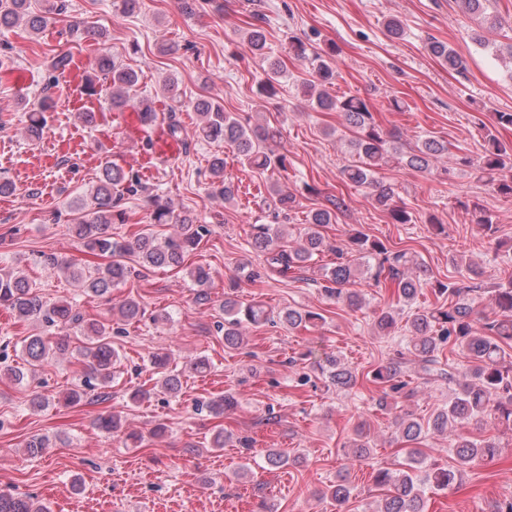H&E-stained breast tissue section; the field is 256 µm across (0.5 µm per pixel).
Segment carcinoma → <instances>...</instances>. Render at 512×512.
Returning a JSON list of instances; mask_svg holds the SVG:
<instances>
[{
  "mask_svg": "<svg viewBox=\"0 0 512 512\" xmlns=\"http://www.w3.org/2000/svg\"><path fill=\"white\" fill-rule=\"evenodd\" d=\"M65 9L59 0L47 4L36 13L31 9L30 0H0V30L25 25L33 35L41 34L47 27L50 15ZM251 52L263 55L266 36L257 25H252L246 34ZM294 55L312 66L317 79L302 81L299 84L303 97L316 110L342 113L346 123L358 130L352 141L358 161L343 169L344 178L354 186L371 188V199L386 210L395 224H408V212L395 204L393 187L378 177L379 170L393 162L403 164L418 172L431 170L439 158L448 153V143L434 136L421 140L411 151L404 150V144L388 136L377 126L366 100L353 95H333L327 86L333 84V52L307 53V47L300 40L291 44ZM427 49L443 65L457 72L465 70V64L458 53L444 41L430 38ZM91 72L87 76V96L98 101L99 108L92 106L78 113L81 122L97 124V114L104 111L122 112L131 107L129 92L138 83V74L116 63L112 55L100 53L90 61ZM284 71L276 62L268 65L266 78L259 87V95L268 98L276 93V85L281 83ZM159 93L166 102V111H176L179 98V83L176 77L167 76L162 80ZM21 109L28 113L25 134L31 139L40 138L46 128L44 112L49 108L47 101L29 105L19 102ZM199 115L195 136L223 143L232 148L244 164L257 170H266L272 165L285 167L286 156L275 153L273 144L280 138L277 129L250 126L239 118L224 111V107L212 99H200L194 105ZM463 165L471 168L476 178L492 186L499 194L512 198V148L503 145L488 129L485 132L483 153L477 157H462ZM210 173L215 178V193L229 202L234 198L235 186L224 179V157L215 155L210 163ZM136 189L138 180L129 177L124 169L110 161L103 163L100 176L88 193L79 200L80 218L71 226V233L83 248L95 255L105 256L109 261L90 270L74 261H60L48 258L49 265L59 268L80 291L98 297H109L112 289L122 285L129 275V269L121 260L126 253L138 256L141 266L150 268H172L187 272L199 288L198 298L208 297L209 271L196 266L189 268L185 261L190 252L198 246L204 226L187 215L175 212L167 203L153 205L151 220L155 224H170L174 232L164 240H158L151 233H140L132 241H119L112 238L109 228L113 224L125 222V212L120 209L119 187ZM277 213L287 214L295 203L293 195L273 189ZM331 207L319 208L309 213L307 226L297 246H277V237L270 224L251 225V247L266 256L268 269L281 277L304 272L313 257L326 249L320 228L336 222V211L343 203L336 198L330 201ZM350 245L355 258L350 259L341 250H336V262L323 269L322 282L326 296L344 303L350 309L363 305L362 296L344 290L358 274L365 272L375 282L390 280L395 284L399 301L412 305L428 284V270L414 265L409 252L389 251L377 240H372L358 229H351ZM455 267H466L471 284L436 281L434 292L448 295V307H434L418 310L409 316L411 353L419 359L421 371L428 376L455 380V374L439 364L437 353L443 343H449L466 353L470 367L465 373L467 380L460 392L439 409L427 422H422L407 411L396 417V435L412 446L408 452L406 468H378L374 472L377 485L387 488L378 512H423V488L444 490L448 485L461 479L465 467L484 457H491L497 445L490 439L476 440L457 435L452 445L457 466L443 468L428 461L427 456L416 444L422 437L446 435L474 420L488 418L498 424L512 426V355L506 348H512V279L492 290L494 317L489 318L481 309L483 271L481 268L462 259L453 260ZM416 266V272L410 266ZM0 306H4L20 320L42 323L48 327L73 328L86 336L79 355L89 371L93 389L99 385L107 387L112 383V366L118 352L112 346L110 325L101 322H88L66 299L52 301L39 293L35 285L23 274L7 273L0 275ZM224 347L235 349L243 339L244 327L268 321L265 308L252 303L245 306L236 301L224 299ZM119 315L127 320L138 319L142 315L140 304L126 297L115 304ZM323 319L322 314L310 310L288 308L281 312L279 321L290 329L312 324ZM69 338L55 339L40 335L29 337L22 348V356L32 366H41L63 358L68 354ZM170 355L155 353L150 363L159 374L154 387L137 388L133 401H143L161 392L170 397L181 390L180 374L169 369ZM326 378L338 388H348L357 381L354 369L335 357L327 359ZM373 381L392 390L402 389L405 382L402 361L392 360L372 370ZM98 427L108 434L122 432V420L118 414L102 415ZM349 448L354 457L361 459L370 455L371 445L364 428L355 429ZM324 496L336 504L346 502L350 497L347 484L338 482L324 491ZM0 512H50L46 504L29 495H18L0 491Z\"/></svg>",
  "mask_w": 512,
  "mask_h": 512,
  "instance_id": "carcinoma-1",
  "label": "carcinoma"
}]
</instances>
